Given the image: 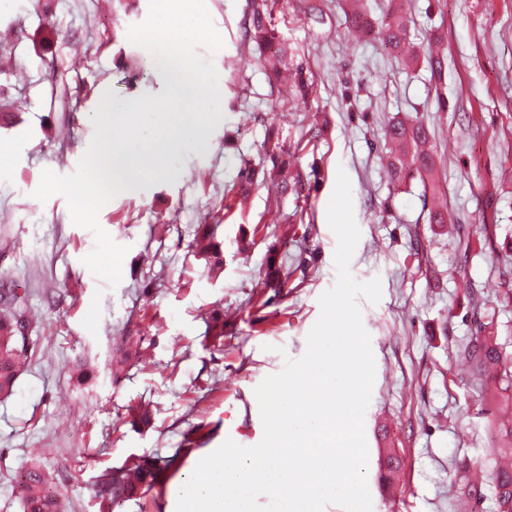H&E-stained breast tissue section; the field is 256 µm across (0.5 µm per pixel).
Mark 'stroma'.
<instances>
[{"instance_id":"35a3bbf8","label":"stroma","mask_w":512,"mask_h":512,"mask_svg":"<svg viewBox=\"0 0 512 512\" xmlns=\"http://www.w3.org/2000/svg\"><path fill=\"white\" fill-rule=\"evenodd\" d=\"M205 7L224 46L197 53L218 72L223 118L165 152L162 182L101 208V228L127 249L113 286L84 265L95 236L72 222L66 197L34 192L43 170H76L106 91L127 101L165 90L164 71L127 37L149 0H0V140L14 146L0 158V283L33 320L31 361L0 397V512H22L18 474L34 461L66 512H100L99 476L143 454L176 465L112 512H176L198 462L223 444L225 414L261 428L255 388L305 354L319 297L337 279L327 209L341 171L361 233L350 271L382 284L379 302L359 301L375 360L364 417L372 512H462L466 483L490 479L496 425L512 419V400L462 353L474 311L492 307L486 334L512 355V304L502 301L512 286L502 258L512 237V0L277 2L281 82L263 67L269 49L246 35L250 0ZM393 12L408 19L414 62L351 23ZM437 43L439 80L427 65ZM299 77L311 86L304 103L286 89ZM398 121L428 128L435 166L397 188L382 157ZM271 129L298 184L285 195L259 172ZM442 203L446 229L429 221ZM202 224L224 243L223 268L195 253ZM273 264L288 274L276 291L263 285ZM222 310L219 351L207 322ZM133 345L144 358L112 370L117 349ZM132 405L150 411L148 427L127 423ZM388 448L401 469L385 490Z\"/></svg>"}]
</instances>
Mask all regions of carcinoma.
I'll use <instances>...</instances> for the list:
<instances>
[{
  "mask_svg": "<svg viewBox=\"0 0 512 512\" xmlns=\"http://www.w3.org/2000/svg\"><path fill=\"white\" fill-rule=\"evenodd\" d=\"M247 33L258 44L268 47L278 39L272 12L268 10L266 0H252ZM379 33L394 48L401 50L406 45L407 25L403 15L392 14L381 26ZM386 138L395 145L409 141L424 145L429 139L427 129L421 124L396 123L386 131ZM266 150V163L271 165L270 175L281 178L282 191H288V179L283 177L288 171V150L274 140L269 133ZM432 157L422 150L408 158L402 153L390 155L388 173L390 182L400 185L407 180L423 178L430 172ZM198 254L202 255L216 269L223 264V252L220 243L214 241V229L201 228L196 238ZM0 308L7 315L0 316V395L12 393L20 367L31 358V347L22 329L29 326V318L15 303V300L0 294ZM489 311L476 317L475 329L463 353L475 366L479 374H494L498 388L512 397V356L503 352L488 341L486 328L491 325ZM173 465L171 460L142 456L132 459L123 466L108 470L100 475L97 483L102 500L114 503L129 500L137 494L151 491L159 478L160 471ZM25 489L23 499L24 512H61L59 495L49 492V478L39 463L30 464L25 470V479L21 481ZM493 497L497 508L512 503V465L495 464L490 487L473 483L465 486L463 497L467 504H483Z\"/></svg>",
  "mask_w": 512,
  "mask_h": 512,
  "instance_id": "cac0c4a2",
  "label": "carcinoma"
}]
</instances>
